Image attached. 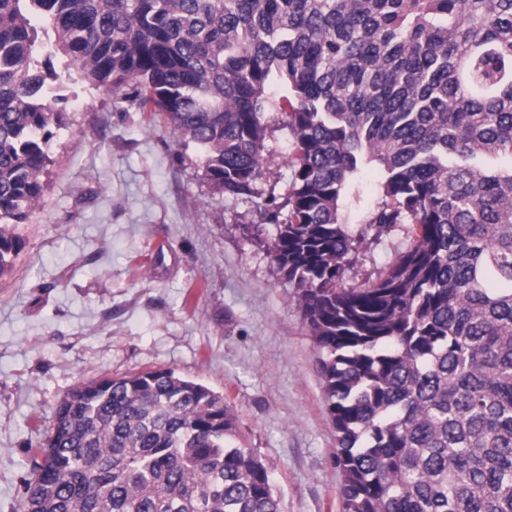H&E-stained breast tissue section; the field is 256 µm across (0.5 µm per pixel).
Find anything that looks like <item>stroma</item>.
I'll use <instances>...</instances> for the list:
<instances>
[{
    "label": "stroma",
    "instance_id": "35a3bbf8",
    "mask_svg": "<svg viewBox=\"0 0 512 512\" xmlns=\"http://www.w3.org/2000/svg\"><path fill=\"white\" fill-rule=\"evenodd\" d=\"M52 65L67 96L39 207L0 276V512H19L29 459L72 388L170 368L224 394L271 472L281 512H341L343 477L310 332L293 288L242 227L199 153L106 87ZM283 115L261 190L292 179ZM401 232L363 250L348 282L389 264Z\"/></svg>",
    "mask_w": 512,
    "mask_h": 512
}]
</instances>
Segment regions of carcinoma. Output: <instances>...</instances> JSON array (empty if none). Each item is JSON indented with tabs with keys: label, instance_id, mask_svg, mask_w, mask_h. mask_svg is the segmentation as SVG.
I'll list each match as a JSON object with an SVG mask.
<instances>
[{
	"label": "carcinoma",
	"instance_id": "carcinoma-1",
	"mask_svg": "<svg viewBox=\"0 0 512 512\" xmlns=\"http://www.w3.org/2000/svg\"><path fill=\"white\" fill-rule=\"evenodd\" d=\"M56 53L163 115L227 196L259 194L285 114L293 177L248 231L313 339L342 512H512V0H0V276L62 126ZM20 512L281 510L223 394L168 368L71 389ZM404 235L395 231L383 236L379 241L372 243L362 251L359 262L354 269L347 274V283L361 281L389 264L398 252L406 247Z\"/></svg>",
	"mask_w": 512,
	"mask_h": 512
}]
</instances>
